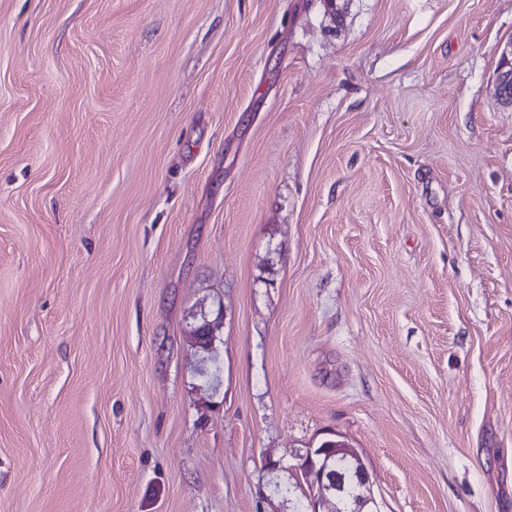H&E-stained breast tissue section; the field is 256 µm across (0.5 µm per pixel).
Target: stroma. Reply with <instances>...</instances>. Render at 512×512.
<instances>
[{"label": "stroma", "instance_id": "obj_1", "mask_svg": "<svg viewBox=\"0 0 512 512\" xmlns=\"http://www.w3.org/2000/svg\"><path fill=\"white\" fill-rule=\"evenodd\" d=\"M345 4L0 0V512H512V0ZM321 443L323 448H308L297 457L298 462L288 466L300 473L306 485L300 484L304 497L310 501V512H378L366 508L370 504L375 507V499L370 493L368 469L359 453L344 441L327 439ZM336 460L351 462L356 468V480L349 491ZM339 503H344V509L339 508Z\"/></svg>", "mask_w": 512, "mask_h": 512}]
</instances>
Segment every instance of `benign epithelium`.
Returning <instances> with one entry per match:
<instances>
[{
  "label": "benign epithelium",
  "mask_w": 512,
  "mask_h": 512,
  "mask_svg": "<svg viewBox=\"0 0 512 512\" xmlns=\"http://www.w3.org/2000/svg\"><path fill=\"white\" fill-rule=\"evenodd\" d=\"M496 94L502 103L512 105V71L500 70ZM289 469L300 473L311 512H375L370 493L368 469L359 455L340 440L327 439L323 447L310 448L297 457Z\"/></svg>",
  "instance_id": "7a95c632"
}]
</instances>
